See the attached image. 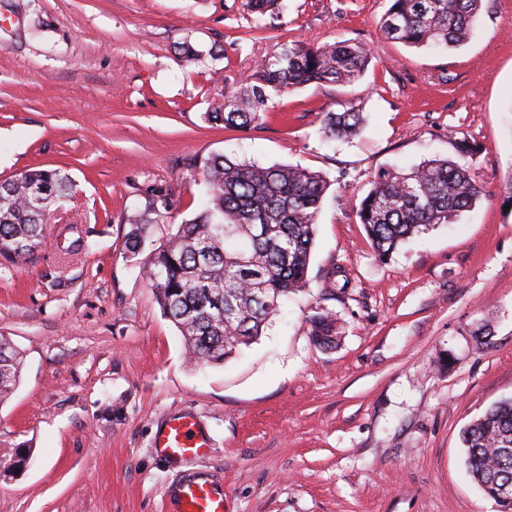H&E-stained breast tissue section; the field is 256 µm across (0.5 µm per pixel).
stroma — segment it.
<instances>
[{"instance_id": "1", "label": "stroma", "mask_w": 512, "mask_h": 512, "mask_svg": "<svg viewBox=\"0 0 512 512\" xmlns=\"http://www.w3.org/2000/svg\"><path fill=\"white\" fill-rule=\"evenodd\" d=\"M389 0H283L258 30L241 0H0V180L43 166L72 192L34 263L0 266V335L23 355L0 402V512H162L181 472L154 435L193 412L210 439L198 468L224 479L225 512H497L468 476L462 428L512 397V0H484L469 42L413 49L380 29ZM352 41L372 61L350 84L278 98L257 128L202 121L282 44ZM191 43L199 60L183 59ZM350 101L364 132L324 142ZM481 151L484 188L453 223L372 250L353 209L373 177ZM301 165L331 187L309 291L224 364L190 362L126 248L125 219L151 188L191 217L202 157ZM90 247L70 252L75 231ZM338 318L314 346L315 308ZM490 331L489 343L474 333ZM309 336L312 343L324 350L337 347L341 336V326L338 319L328 311H316L309 318Z\"/></svg>"}]
</instances>
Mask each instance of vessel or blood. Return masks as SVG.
<instances>
[{
  "instance_id": "obj_1",
  "label": "vessel or blood",
  "mask_w": 512,
  "mask_h": 512,
  "mask_svg": "<svg viewBox=\"0 0 512 512\" xmlns=\"http://www.w3.org/2000/svg\"><path fill=\"white\" fill-rule=\"evenodd\" d=\"M154 446L168 460L179 462L204 454L209 439L189 411L170 416L157 430ZM168 512H224V481L205 470L182 472L164 491Z\"/></svg>"
}]
</instances>
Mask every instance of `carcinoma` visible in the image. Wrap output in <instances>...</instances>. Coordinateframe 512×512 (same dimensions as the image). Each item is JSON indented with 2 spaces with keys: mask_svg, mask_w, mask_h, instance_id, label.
Returning a JSON list of instances; mask_svg holds the SVG:
<instances>
[{
  "mask_svg": "<svg viewBox=\"0 0 512 512\" xmlns=\"http://www.w3.org/2000/svg\"><path fill=\"white\" fill-rule=\"evenodd\" d=\"M483 0H391L381 21L387 38L418 49L463 45L480 20ZM257 25L279 16L278 0H244ZM371 61L360 44L293 41L261 60L255 76L230 88L224 102L203 113L211 125L258 126L269 102L308 84L353 83ZM364 112L351 103L323 113L328 141L357 136ZM194 177L205 187L195 215L176 226L144 264L163 314L180 330L192 357L218 364L262 336L281 303L308 287L317 218L331 186L301 165L256 164L224 155L200 159ZM72 184L57 169L33 167L0 182V265L28 264L45 246L51 208ZM483 187L469 166L431 159L409 170L384 172L355 205L369 243L384 259L402 243L472 208ZM170 193L153 189L131 216L126 244L141 253L154 217L172 208ZM312 343L337 347L338 319L328 311L309 318ZM21 357L0 336V402L13 390ZM468 472L483 494L497 500L512 488V398L489 407L461 433Z\"/></svg>",
  "mask_w": 512,
  "mask_h": 512,
  "instance_id": "cac0c4a2",
  "label": "carcinoma"
}]
</instances>
